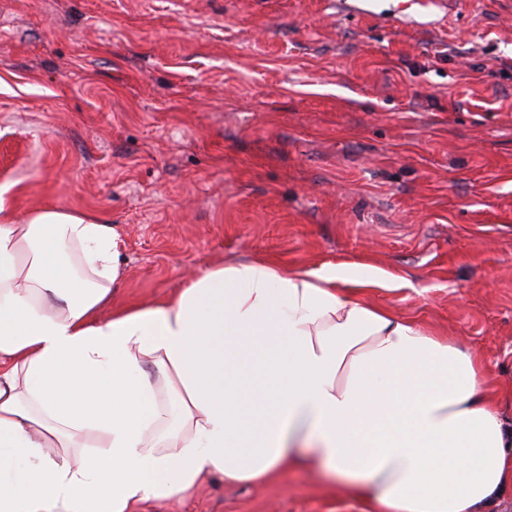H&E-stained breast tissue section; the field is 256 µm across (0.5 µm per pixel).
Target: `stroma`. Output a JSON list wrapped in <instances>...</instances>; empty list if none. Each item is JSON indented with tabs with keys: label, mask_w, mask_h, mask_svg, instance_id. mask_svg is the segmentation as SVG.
<instances>
[{
	"label": "stroma",
	"mask_w": 512,
	"mask_h": 512,
	"mask_svg": "<svg viewBox=\"0 0 512 512\" xmlns=\"http://www.w3.org/2000/svg\"><path fill=\"white\" fill-rule=\"evenodd\" d=\"M0 194L121 232L113 306L360 265L512 414V0H0ZM138 512H371L317 468Z\"/></svg>",
	"instance_id": "obj_1"
}]
</instances>
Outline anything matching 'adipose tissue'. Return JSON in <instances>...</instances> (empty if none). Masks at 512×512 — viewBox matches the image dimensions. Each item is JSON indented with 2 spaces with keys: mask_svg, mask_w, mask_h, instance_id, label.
<instances>
[{
  "mask_svg": "<svg viewBox=\"0 0 512 512\" xmlns=\"http://www.w3.org/2000/svg\"><path fill=\"white\" fill-rule=\"evenodd\" d=\"M122 244L90 215L0 200V512H136L312 460L378 512L512 493L482 358L363 302L376 274L218 265L101 321Z\"/></svg>",
  "mask_w": 512,
  "mask_h": 512,
  "instance_id": "obj_1",
  "label": "adipose tissue"
}]
</instances>
